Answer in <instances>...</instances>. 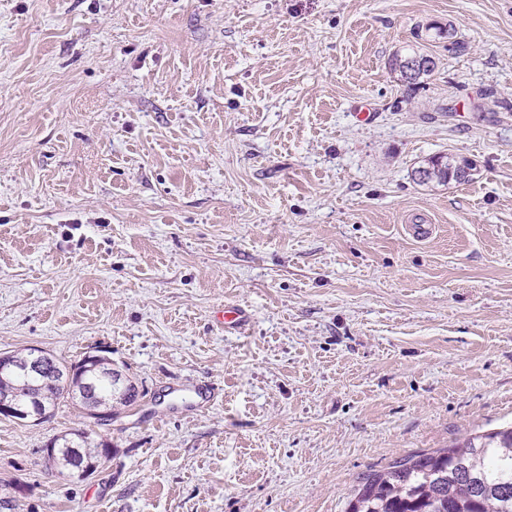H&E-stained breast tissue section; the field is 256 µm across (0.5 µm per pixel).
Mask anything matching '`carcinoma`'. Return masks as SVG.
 I'll return each mask as SVG.
<instances>
[{
  "label": "carcinoma",
  "mask_w": 512,
  "mask_h": 512,
  "mask_svg": "<svg viewBox=\"0 0 512 512\" xmlns=\"http://www.w3.org/2000/svg\"><path fill=\"white\" fill-rule=\"evenodd\" d=\"M389 65L408 86H415L433 74L437 63L431 55L417 50L393 53ZM450 155L427 159L412 171L419 185H449L469 180L472 162L458 158L461 166L448 168ZM99 369L91 371L85 359L77 362L53 359L26 380L0 378V395L37 397L46 409L63 400H71L82 409L97 404L113 415L131 406L138 390L127 382L116 395L102 374L111 370L112 361L98 360ZM72 374L70 386L61 375ZM108 445L90 440L84 429L70 436L53 439L43 449L46 463L57 469L95 461ZM346 512H512V425L469 435L446 448L417 452L391 463L386 469L363 477L348 500Z\"/></svg>",
  "instance_id": "cac0c4a2"
}]
</instances>
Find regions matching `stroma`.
Listing matches in <instances>:
<instances>
[{
    "label": "stroma",
    "mask_w": 512,
    "mask_h": 512,
    "mask_svg": "<svg viewBox=\"0 0 512 512\" xmlns=\"http://www.w3.org/2000/svg\"><path fill=\"white\" fill-rule=\"evenodd\" d=\"M440 153L473 178L413 182ZM30 346L139 398L0 416V512H346L512 424V0H0V353ZM83 427L110 460L58 476ZM389 65L391 70L397 72L408 86L418 85L422 78L429 77L435 71L437 63L431 55L418 50H403L393 53ZM73 437H67V436ZM61 440L62 443H58ZM103 446V447H102ZM72 448H78L80 451V455L78 456V463L83 464L84 462H88L90 459L92 462L98 459L101 455V448L106 450L109 448L108 444L103 445V443H95L90 440L88 436V432L85 429H75L70 433L63 435L61 438H54L47 446L44 448V458L46 463L50 467H55L60 469V473H65L63 468L67 466L77 467L78 463H75V454ZM67 477L75 476L73 471H68L65 473Z\"/></svg>",
    "instance_id": "stroma-1"
}]
</instances>
